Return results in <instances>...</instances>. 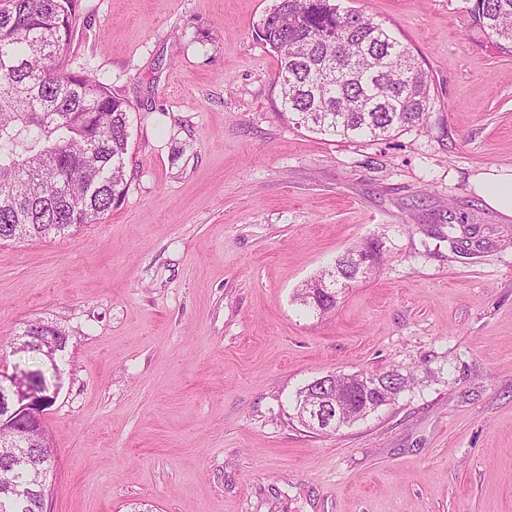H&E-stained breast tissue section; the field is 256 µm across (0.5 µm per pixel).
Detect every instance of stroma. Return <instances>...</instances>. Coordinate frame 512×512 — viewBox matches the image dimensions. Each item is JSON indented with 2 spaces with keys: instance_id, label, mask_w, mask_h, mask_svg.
<instances>
[{
  "instance_id": "obj_1",
  "label": "stroma",
  "mask_w": 512,
  "mask_h": 512,
  "mask_svg": "<svg viewBox=\"0 0 512 512\" xmlns=\"http://www.w3.org/2000/svg\"><path fill=\"white\" fill-rule=\"evenodd\" d=\"M276 0H82L64 56L128 100V191L95 224L0 241V337L69 335L44 417L46 512H512V55L468 0H340L429 72L427 128L312 133L255 30ZM479 225L488 250L446 239ZM379 263L326 315L297 291L350 248ZM408 376L391 405L306 429L328 374ZM474 189L491 208L512 216V168L492 169L478 175Z\"/></svg>"
}]
</instances>
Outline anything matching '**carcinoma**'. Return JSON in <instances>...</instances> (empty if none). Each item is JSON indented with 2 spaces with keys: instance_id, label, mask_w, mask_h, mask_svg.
I'll return each mask as SVG.
<instances>
[{
  "instance_id": "obj_1",
  "label": "carcinoma",
  "mask_w": 512,
  "mask_h": 512,
  "mask_svg": "<svg viewBox=\"0 0 512 512\" xmlns=\"http://www.w3.org/2000/svg\"><path fill=\"white\" fill-rule=\"evenodd\" d=\"M82 0H4L0 3V240H42L94 224L127 193L125 157L130 103L100 80L64 68L63 56ZM474 22L504 53H512V0H476ZM258 37L275 54L282 111L313 132L354 140L386 139L406 127L425 126L434 109L431 78L413 51L383 23L338 0H278ZM448 240L464 249H487L473 224H448ZM357 253L349 249L305 287L296 301L326 314L336 308L341 281ZM65 329L42 321L25 324L10 342L13 353L62 360ZM408 379L398 372L339 374L324 393L355 390L352 414L372 413L378 400H395ZM15 390L53 402L42 369L21 371ZM311 384L296 410L313 407ZM37 431L0 428L14 442L0 449V512H44L41 486L50 472L47 436L24 449ZM26 486V497L9 484Z\"/></svg>"
}]
</instances>
